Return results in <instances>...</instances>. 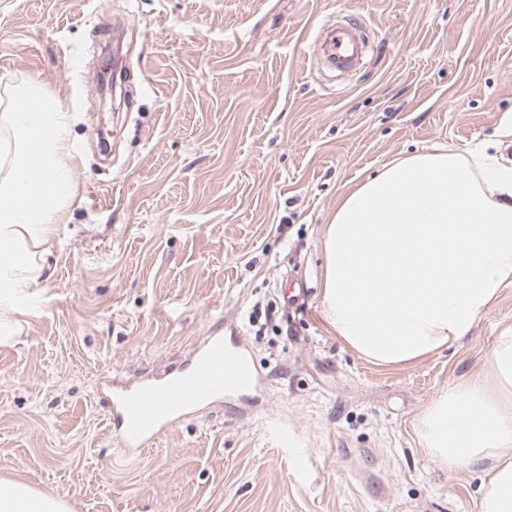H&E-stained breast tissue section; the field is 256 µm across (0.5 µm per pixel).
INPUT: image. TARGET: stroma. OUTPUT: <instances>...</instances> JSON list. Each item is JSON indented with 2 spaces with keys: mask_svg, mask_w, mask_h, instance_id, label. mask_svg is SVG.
<instances>
[{
  "mask_svg": "<svg viewBox=\"0 0 512 512\" xmlns=\"http://www.w3.org/2000/svg\"><path fill=\"white\" fill-rule=\"evenodd\" d=\"M349 17L370 50L332 78L299 43ZM116 22L128 76L106 159L96 76ZM0 77L62 99L76 154L51 275L0 345V478L71 512H478L481 469L435 464L418 422L489 373L512 288L458 345L379 365L324 318L323 239L383 164L495 144L512 0H0ZM219 330L239 332L260 386L125 458L109 387L186 365Z\"/></svg>",
  "mask_w": 512,
  "mask_h": 512,
  "instance_id": "obj_1",
  "label": "stroma"
}]
</instances>
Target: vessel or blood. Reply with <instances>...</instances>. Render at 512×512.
Returning <instances> with one entry per match:
<instances>
[{
	"label": "vessel or blood",
	"mask_w": 512,
	"mask_h": 512,
	"mask_svg": "<svg viewBox=\"0 0 512 512\" xmlns=\"http://www.w3.org/2000/svg\"><path fill=\"white\" fill-rule=\"evenodd\" d=\"M367 50L360 21L351 19L321 25L303 54L327 71L345 73L362 63ZM257 381L240 339L207 337L189 367L113 387L108 396L111 437L138 457L186 411L245 394Z\"/></svg>",
	"instance_id": "vessel-or-blood-1"
}]
</instances>
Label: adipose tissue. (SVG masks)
<instances>
[{
	"mask_svg": "<svg viewBox=\"0 0 512 512\" xmlns=\"http://www.w3.org/2000/svg\"><path fill=\"white\" fill-rule=\"evenodd\" d=\"M71 117L33 80L0 82V343L46 278L54 227L71 205ZM324 315L348 346L383 365L470 336L512 288V160L481 146L434 148L384 164L336 207L324 238ZM491 377L448 387L419 420L433 460L485 465L479 512H512V326L487 357ZM0 512H70L0 478Z\"/></svg>",
	"mask_w": 512,
	"mask_h": 512,
	"instance_id": "adipose-tissue-1",
	"label": "adipose tissue"
}]
</instances>
